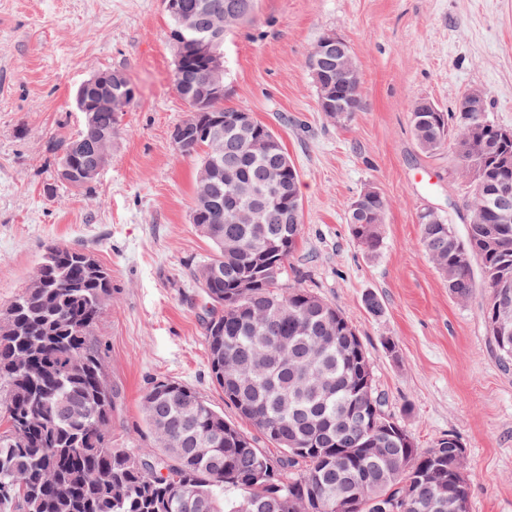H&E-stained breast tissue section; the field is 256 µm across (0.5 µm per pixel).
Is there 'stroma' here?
<instances>
[{"label": "stroma", "instance_id": "stroma-1", "mask_svg": "<svg viewBox=\"0 0 512 512\" xmlns=\"http://www.w3.org/2000/svg\"><path fill=\"white\" fill-rule=\"evenodd\" d=\"M329 33L349 44L363 86L360 112L339 124L319 111L305 65ZM175 58L163 0H0V312L49 244L97 256L112 276L93 330L114 393L110 438L141 455L158 450L140 411L155 381L194 389L252 430L210 374L194 272L212 248L190 219L198 165L171 138L189 110L171 83ZM224 66L225 107L269 126L299 172L303 230L284 286L344 313L386 413L418 447L460 440L470 512H512V367L490 346L484 289L453 298L419 244L425 207L465 234L466 186L451 153L418 148L410 121L420 99L450 112L477 88L490 94V120L512 128V0H258L253 22L225 39ZM115 68L136 99L109 166L76 191L56 182L52 145L81 127L77 87ZM370 185L389 202L373 252L346 224Z\"/></svg>", "mask_w": 512, "mask_h": 512}]
</instances>
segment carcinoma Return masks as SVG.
I'll return each instance as SVG.
<instances>
[{
	"label": "carcinoma",
	"instance_id": "carcinoma-1",
	"mask_svg": "<svg viewBox=\"0 0 512 512\" xmlns=\"http://www.w3.org/2000/svg\"><path fill=\"white\" fill-rule=\"evenodd\" d=\"M206 27L217 17L253 20L257 0H182ZM354 79L336 72V57L323 67L337 94V104L351 118L363 104L358 63ZM205 73L194 64L174 71L177 94L187 99ZM458 100L452 112H411L419 148L428 154L452 153L461 178L470 183L465 207V236L454 225H420V243L459 301L485 289L482 309L490 342L505 366L512 364V343L495 335L491 283L512 280V223L498 225L493 244L483 227L496 223L490 201L501 188L512 190V168L498 165L512 155V140L480 132ZM224 117L221 137L193 130L175 150L184 159L214 161L238 171L236 184L216 180L209 194L216 205L192 209L191 220L212 246L213 254L194 273L203 283L211 268L220 283L209 289L211 303L204 322L212 378L224 400L279 449L275 458L237 426L224 420L197 392L173 381H156L141 398L143 419L160 444L153 456L132 454L108 443L112 424V388L104 381L103 361L92 336L104 307L112 301V279L91 252L58 244L41 258L44 287L14 301L3 320L20 322L13 335L0 326V388H5L0 433V483L16 485V495L0 497V512H293V499L307 502L306 512H334L336 499L354 495L366 485L371 496L355 502V512H377L376 499L397 502L417 497L421 512H448L437 502V484L449 495L470 497L468 476L454 472L461 448L446 438L431 447L404 450L396 438L366 426L354 428L347 414L352 390L369 389L380 421L404 426L383 410L372 368L361 341L349 347L342 338L356 335L335 306L299 286L281 288L286 265L297 250L301 223L285 224L281 213L262 203L277 178L298 192V170H281L279 158L259 145L248 146L234 128L239 109L213 102ZM121 115L94 112L72 138L60 141V158L71 157L77 170L90 155L76 151L78 141L112 149L110 138ZM361 209L375 216L364 223L347 210L353 238L368 251L380 245L387 200L384 195L358 196ZM286 239L273 274L251 288H238L235 278L257 258L267 240ZM466 253L469 264L459 262ZM481 279H476L474 267ZM78 404L83 417L73 420L62 406ZM387 449L383 458L365 453L367 444ZM273 468L275 476L252 480L251 474Z\"/></svg>",
	"mask_w": 512,
	"mask_h": 512
}]
</instances>
